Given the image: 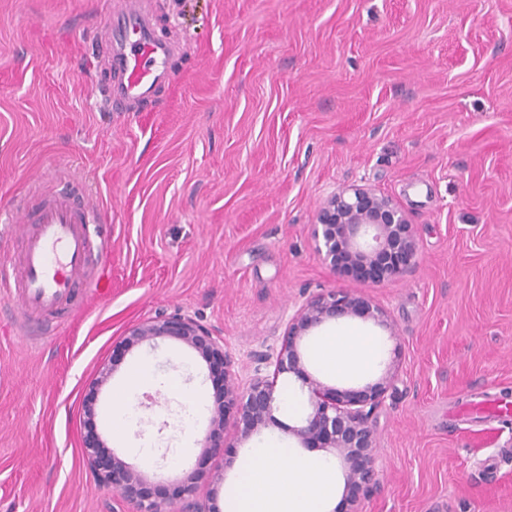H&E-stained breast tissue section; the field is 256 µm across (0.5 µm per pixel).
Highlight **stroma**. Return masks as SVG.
I'll return each mask as SVG.
<instances>
[{
	"label": "stroma",
	"instance_id": "35a3bbf8",
	"mask_svg": "<svg viewBox=\"0 0 512 512\" xmlns=\"http://www.w3.org/2000/svg\"><path fill=\"white\" fill-rule=\"evenodd\" d=\"M113 2L0 0V264L22 247L14 195L76 181L102 214L112 277L36 345L0 291V512H132L94 481V434L143 495L176 505L192 483L223 500L256 441L220 459L203 448L222 367L173 338L125 349L124 334L192 317L223 337L245 385L270 372L260 358L298 306L331 290L389 321L322 325L378 339L355 387L396 369L372 415L379 483L360 492L363 512H512V0H154L157 34L177 45L170 82L108 112L82 76L106 77L87 31ZM348 185L405 210L416 254L403 276L317 255L316 212ZM147 354L179 385L135 393L142 457L113 434L112 396Z\"/></svg>",
	"mask_w": 512,
	"mask_h": 512
}]
</instances>
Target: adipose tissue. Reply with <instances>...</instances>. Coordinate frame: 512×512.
Here are the masks:
<instances>
[{"instance_id": "ef3b65f1", "label": "adipose tissue", "mask_w": 512, "mask_h": 512, "mask_svg": "<svg viewBox=\"0 0 512 512\" xmlns=\"http://www.w3.org/2000/svg\"><path fill=\"white\" fill-rule=\"evenodd\" d=\"M312 364L339 378L369 372L380 357L375 337L354 329H339L315 337L309 347ZM150 360H142L129 373L125 393L113 406L112 427L126 437L139 416L128 392L160 386ZM336 469L331 460L300 455L270 440L252 449L239 477L224 493V512H328L336 496Z\"/></svg>"}]
</instances>
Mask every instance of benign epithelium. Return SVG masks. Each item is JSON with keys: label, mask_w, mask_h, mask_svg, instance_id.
<instances>
[{"label": "benign epithelium", "mask_w": 512, "mask_h": 512, "mask_svg": "<svg viewBox=\"0 0 512 512\" xmlns=\"http://www.w3.org/2000/svg\"><path fill=\"white\" fill-rule=\"evenodd\" d=\"M310 235L317 253L331 266L357 263L375 280L406 273L416 252L413 225L399 204L357 185L331 193L310 225ZM345 316L371 319L380 325L386 322L382 309L364 296L348 291L314 296L288 320L272 373L264 375L256 369L245 387L232 373L224 341L189 316L138 323L127 330L122 344L133 349L174 338L197 351L205 361L224 365V407L213 414L205 437V450L211 455H224L225 412L233 408V439L247 440L272 425L296 437L306 448H331L342 460L345 484L359 492L379 481L371 458L375 432L370 416L391 387L393 372L386 371L361 390L332 387L306 372L299 347L313 329ZM285 374L295 375L307 388L309 412L299 425L286 424L274 415L279 408L278 380ZM85 454L98 484L112 487L135 506L134 512H169L168 503L140 495L141 476L109 451L102 440L94 439ZM178 512L219 510L210 499L197 496L191 486Z\"/></svg>", "instance_id": "7a95c632"}]
</instances>
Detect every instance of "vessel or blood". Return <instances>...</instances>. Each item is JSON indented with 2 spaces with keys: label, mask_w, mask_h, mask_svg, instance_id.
Wrapping results in <instances>:
<instances>
[{
  "label": "vessel or blood",
  "mask_w": 512,
  "mask_h": 512,
  "mask_svg": "<svg viewBox=\"0 0 512 512\" xmlns=\"http://www.w3.org/2000/svg\"><path fill=\"white\" fill-rule=\"evenodd\" d=\"M106 28L112 77L100 94L109 107L128 110L168 81L175 47L156 38L145 0H116ZM15 210L23 245L15 262L0 266V288L12 289L25 326L44 336L81 288L107 285L103 271L91 266L96 212L76 183L32 207L17 200Z\"/></svg>",
  "instance_id": "b4317fda"
}]
</instances>
